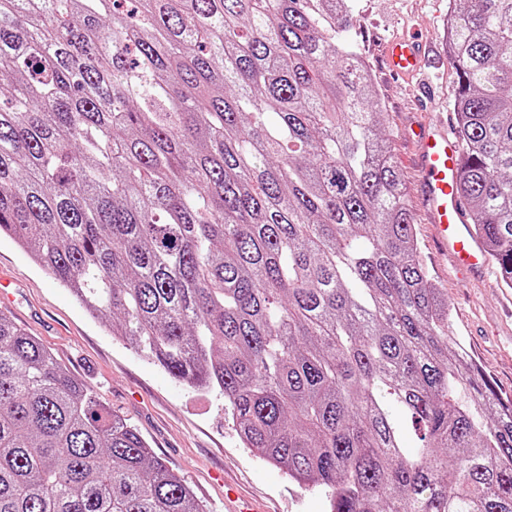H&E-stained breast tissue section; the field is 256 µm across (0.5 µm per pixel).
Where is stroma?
<instances>
[{
  "mask_svg": "<svg viewBox=\"0 0 512 512\" xmlns=\"http://www.w3.org/2000/svg\"><path fill=\"white\" fill-rule=\"evenodd\" d=\"M449 0H350V38L366 62L383 111L410 206L419 182L415 121L454 119L457 76L448 61ZM416 32L427 54L422 74L392 80L383 72L381 45ZM421 256L452 309L449 334L474 356L500 396L512 397V294L497 280L471 282L438 260L430 229L414 218ZM0 312L58 356L62 368L88 385L111 412L133 424L153 456L171 468L207 512H224V485L257 499L265 512H325L321 490L307 489L245 448L216 392L200 393L144 358L108 325L91 318L70 292L36 266L10 238L0 237Z\"/></svg>",
  "mask_w": 512,
  "mask_h": 512,
  "instance_id": "35a3bbf8",
  "label": "stroma"
}]
</instances>
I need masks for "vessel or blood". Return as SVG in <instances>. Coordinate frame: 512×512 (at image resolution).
<instances>
[{"instance_id": "b4317fda", "label": "vessel or blood", "mask_w": 512, "mask_h": 512, "mask_svg": "<svg viewBox=\"0 0 512 512\" xmlns=\"http://www.w3.org/2000/svg\"><path fill=\"white\" fill-rule=\"evenodd\" d=\"M384 54L389 73L396 77L415 74L423 61L419 41L410 36L389 42ZM461 160V145L446 126L419 133L421 200L435 241L453 266L481 277L488 269V260L474 238L467 209L456 192Z\"/></svg>"}]
</instances>
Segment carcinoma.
Listing matches in <instances>:
<instances>
[{
    "label": "carcinoma",
    "mask_w": 512,
    "mask_h": 512,
    "mask_svg": "<svg viewBox=\"0 0 512 512\" xmlns=\"http://www.w3.org/2000/svg\"><path fill=\"white\" fill-rule=\"evenodd\" d=\"M345 2L0 0V235L326 512H512V399L449 336ZM450 5L456 190L512 288V0ZM0 512L205 509L0 312Z\"/></svg>",
    "instance_id": "obj_1"
}]
</instances>
